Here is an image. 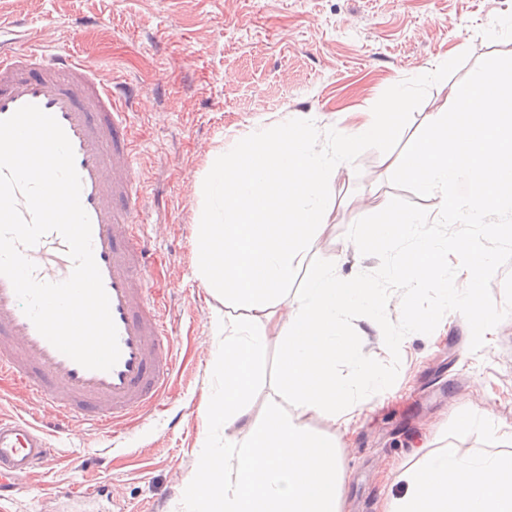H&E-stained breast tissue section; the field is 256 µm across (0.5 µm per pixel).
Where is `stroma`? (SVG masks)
Here are the masks:
<instances>
[{"instance_id": "obj_1", "label": "stroma", "mask_w": 512, "mask_h": 512, "mask_svg": "<svg viewBox=\"0 0 512 512\" xmlns=\"http://www.w3.org/2000/svg\"><path fill=\"white\" fill-rule=\"evenodd\" d=\"M508 14L512 0H0V18L97 61L116 93L144 90L132 128L156 257L148 279L165 297L176 353L158 409L107 433L73 424L51 436L54 461L0 512H56L59 491L97 482L111 486L116 512H184L212 391V322L222 308L194 264L196 178L209 152L301 117L319 131L353 135L350 113L373 107L386 89L449 52L468 51L402 130L395 150L403 152L479 61L512 56V38L486 33L493 17ZM390 176L374 149L338 172L331 222L319 229L311 258L337 257L348 229L383 195L433 207ZM470 340L457 312L437 340L406 336L392 395L343 438L325 418H306L309 431L337 440L348 512H381L400 490L391 473L412 449L494 447L486 436L457 434L465 402L512 427V321L500 322L479 352Z\"/></svg>"}]
</instances>
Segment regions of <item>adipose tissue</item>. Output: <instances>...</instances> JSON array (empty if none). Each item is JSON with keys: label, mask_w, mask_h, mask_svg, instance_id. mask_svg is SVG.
<instances>
[{"label": "adipose tissue", "mask_w": 512, "mask_h": 512, "mask_svg": "<svg viewBox=\"0 0 512 512\" xmlns=\"http://www.w3.org/2000/svg\"><path fill=\"white\" fill-rule=\"evenodd\" d=\"M457 428L494 438L497 445L422 455L403 469V491L387 501L384 512H512V431L473 410Z\"/></svg>", "instance_id": "adipose-tissue-1"}]
</instances>
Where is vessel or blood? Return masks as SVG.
<instances>
[{
    "mask_svg": "<svg viewBox=\"0 0 512 512\" xmlns=\"http://www.w3.org/2000/svg\"><path fill=\"white\" fill-rule=\"evenodd\" d=\"M28 104L53 115L72 144L120 358L111 370H89L58 351L0 275V377L36 398L59 425L75 421L109 430L159 406L174 361L162 300L143 278L154 257L140 218L143 186L129 133L130 100L117 96L95 63L73 50L37 39L15 50L0 40V119ZM25 255L41 282L64 281L74 267L56 232ZM54 454L45 431L31 421L0 419V501L13 499ZM61 496V512H110L112 493L104 484Z\"/></svg>",
    "mask_w": 512,
    "mask_h": 512,
    "instance_id": "obj_1",
    "label": "vessel or blood"
}]
</instances>
